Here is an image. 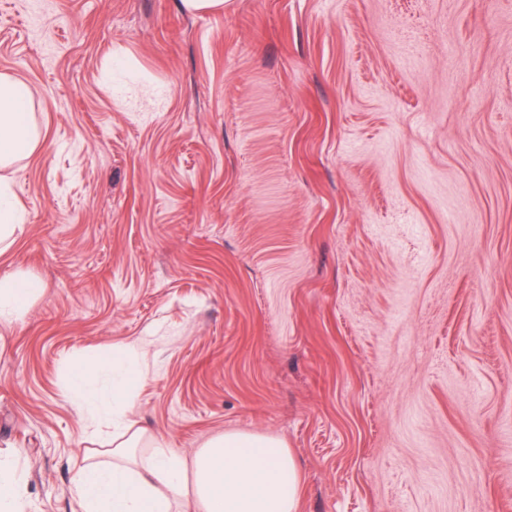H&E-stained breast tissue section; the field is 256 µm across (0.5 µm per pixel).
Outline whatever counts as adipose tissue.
I'll return each mask as SVG.
<instances>
[{
  "label": "adipose tissue",
  "mask_w": 512,
  "mask_h": 512,
  "mask_svg": "<svg viewBox=\"0 0 512 512\" xmlns=\"http://www.w3.org/2000/svg\"><path fill=\"white\" fill-rule=\"evenodd\" d=\"M30 88L0 74V167L35 152L41 131L28 106ZM111 358L95 359L73 373L68 399L79 406L117 404L133 379L125 369L110 391L90 384L98 372H111ZM137 435L112 443V459L77 469L72 486L82 512H172L183 504L190 512H299L300 468L277 439L227 432L208 441L193 459L155 448L146 463L129 460L126 450Z\"/></svg>",
  "instance_id": "obj_1"
}]
</instances>
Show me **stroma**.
Returning <instances> with one entry per match:
<instances>
[{
    "label": "stroma",
    "mask_w": 512,
    "mask_h": 512,
    "mask_svg": "<svg viewBox=\"0 0 512 512\" xmlns=\"http://www.w3.org/2000/svg\"><path fill=\"white\" fill-rule=\"evenodd\" d=\"M0 74L44 140L0 171V457L80 512L110 406L191 458L274 437L300 512H512V0H25ZM7 185L0 186V255L4 253L5 242L14 234L21 217L8 198ZM3 247V249H2ZM0 288V319L4 321L17 318L38 290L35 285L22 280H12ZM112 355L95 359L86 369L73 373L70 381L68 400L78 406H91L97 403L119 405L123 398L124 390L135 375V371L127 367L116 384H113L109 392H104L89 383L90 377L96 372H105L112 377Z\"/></svg>",
    "instance_id": "35a3bbf8"
}]
</instances>
